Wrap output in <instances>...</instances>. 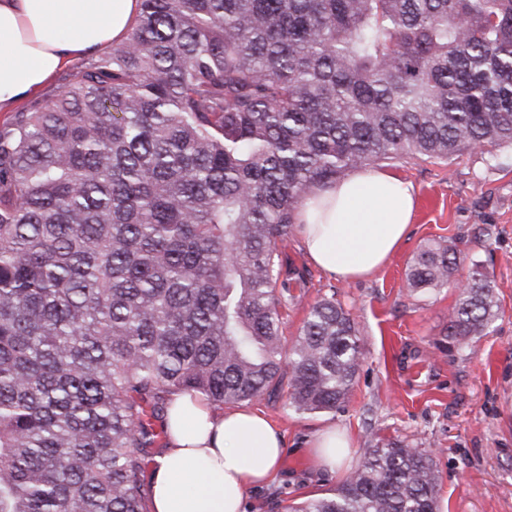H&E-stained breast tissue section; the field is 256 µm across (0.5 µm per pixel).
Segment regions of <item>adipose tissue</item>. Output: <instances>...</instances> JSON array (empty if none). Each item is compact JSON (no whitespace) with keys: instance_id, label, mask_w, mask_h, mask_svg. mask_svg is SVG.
<instances>
[{"instance_id":"ef3b65f1","label":"adipose tissue","mask_w":512,"mask_h":512,"mask_svg":"<svg viewBox=\"0 0 512 512\" xmlns=\"http://www.w3.org/2000/svg\"><path fill=\"white\" fill-rule=\"evenodd\" d=\"M138 0H0V108L37 93L65 64L120 41ZM414 189L363 168L307 197L298 232L319 269L350 282L378 270L405 240ZM168 449L152 468L151 512H241L247 489L266 484L284 454L280 430L263 413L215 409L200 396L173 395ZM329 425L310 441L320 468L336 469L350 447Z\"/></svg>"}]
</instances>
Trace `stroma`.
Listing matches in <instances>:
<instances>
[{
	"instance_id": "35a3bbf8",
	"label": "stroma",
	"mask_w": 512,
	"mask_h": 512,
	"mask_svg": "<svg viewBox=\"0 0 512 512\" xmlns=\"http://www.w3.org/2000/svg\"><path fill=\"white\" fill-rule=\"evenodd\" d=\"M381 167L413 186L416 213L405 241L371 277L346 283L320 271L298 235L279 245L282 259L306 275L303 295L283 312L285 338L297 335L310 305L332 290L357 323L365 358L345 411L301 415L279 399L252 402L281 431L286 452L275 478L247 491L242 512H272L276 490L300 502L327 495L344 479V471L314 468L310 457V439L329 424L347 430L355 465L380 441L432 450L443 512H512V150ZM448 240L459 251L457 279L484 272L501 308L490 333L466 352L435 347L456 288L426 295L403 288L418 250Z\"/></svg>"
}]
</instances>
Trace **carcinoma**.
<instances>
[{"label":"carcinoma","instance_id":"1","mask_svg":"<svg viewBox=\"0 0 512 512\" xmlns=\"http://www.w3.org/2000/svg\"><path fill=\"white\" fill-rule=\"evenodd\" d=\"M512 147V0H140L127 36L0 128V512H148L169 396L345 408L364 360L336 294L285 347L304 198L383 160ZM420 248L405 288L452 281ZM476 271L436 348L498 318ZM432 453L365 450L287 512H437Z\"/></svg>","mask_w":512,"mask_h":512}]
</instances>
